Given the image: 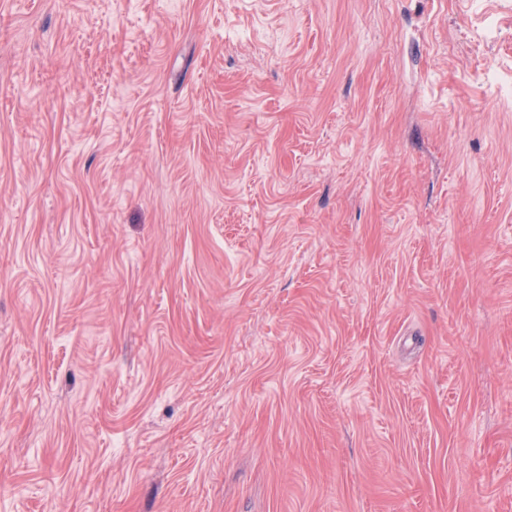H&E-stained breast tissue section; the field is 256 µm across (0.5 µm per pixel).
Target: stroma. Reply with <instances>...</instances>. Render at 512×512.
Returning <instances> with one entry per match:
<instances>
[{"mask_svg": "<svg viewBox=\"0 0 512 512\" xmlns=\"http://www.w3.org/2000/svg\"><path fill=\"white\" fill-rule=\"evenodd\" d=\"M512 0H0V512H512Z\"/></svg>", "mask_w": 512, "mask_h": 512, "instance_id": "1", "label": "stroma"}]
</instances>
